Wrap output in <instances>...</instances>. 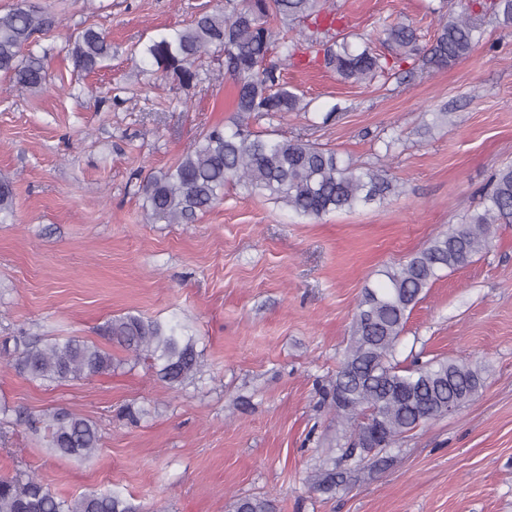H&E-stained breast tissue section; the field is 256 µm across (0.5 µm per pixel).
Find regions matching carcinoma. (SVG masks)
<instances>
[{
    "label": "carcinoma",
    "mask_w": 512,
    "mask_h": 512,
    "mask_svg": "<svg viewBox=\"0 0 512 512\" xmlns=\"http://www.w3.org/2000/svg\"><path fill=\"white\" fill-rule=\"evenodd\" d=\"M324 0H225L224 10L202 12L186 26L152 38L142 50L166 78L183 87L200 80L198 61L210 51L224 53V68L235 83L236 117L203 134L160 176L142 185L145 210L155 222L179 224L211 209L222 200L224 186L234 184L316 219L359 206H381L398 193V185L378 167L353 165L332 149L316 144L277 140L249 129L252 116L281 120L307 108L302 95L288 86L280 64L296 56L303 44L317 47L324 66L351 83H370L392 71L387 59L369 46L347 38L321 40L318 30L336 19L323 13ZM488 22L512 27V0H492ZM312 21L313 31H296L295 23ZM54 18L31 7L0 12V74L13 85L36 92L48 74L42 57L23 47L36 32L48 31ZM485 21L469 15L451 18L437 29L421 62L424 67L451 66L483 40ZM385 41L404 62L418 54L416 30L404 23L385 30ZM279 48L280 62L268 61ZM74 65L94 72L112 58V41L92 27L71 37ZM15 191L0 179V223L13 217ZM512 224V165L494 173L480 209L462 224L434 238L406 262L380 270L381 280L364 289L341 366L324 388L341 427L344 443L330 451L318 469L315 487L328 493L365 469L371 458L356 442L366 433L380 435L381 453L418 426L445 415L483 387V370L465 361L414 358L398 360L405 325L423 293L442 272L462 268L483 253L492 226ZM106 339L137 359L149 360L160 379L178 388L201 373L197 339L156 320L126 315L108 321ZM9 365L19 374L42 382H63L112 372L109 349L74 337L45 342L23 341L4 348ZM16 420L33 432L44 431L45 444L57 456L88 459L98 448L94 421L63 409L33 418L15 411ZM0 512H134L118 491L66 498L53 493L38 477L19 472L0 478ZM231 512H276L265 495L237 497Z\"/></svg>",
    "instance_id": "carcinoma-1"
}]
</instances>
